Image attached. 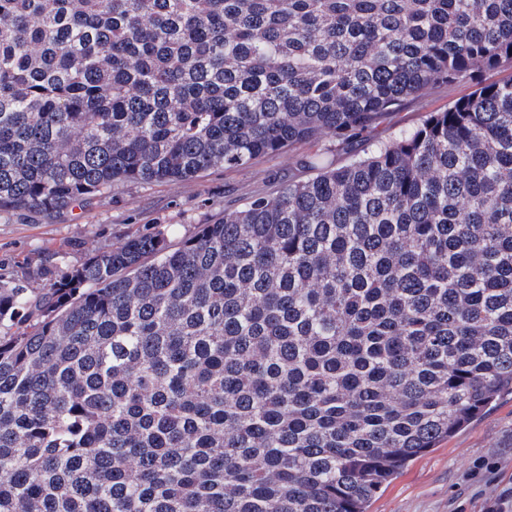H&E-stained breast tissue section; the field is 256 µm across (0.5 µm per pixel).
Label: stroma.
I'll use <instances>...</instances> for the list:
<instances>
[{
	"instance_id": "1",
	"label": "stroma",
	"mask_w": 512,
	"mask_h": 512,
	"mask_svg": "<svg viewBox=\"0 0 512 512\" xmlns=\"http://www.w3.org/2000/svg\"><path fill=\"white\" fill-rule=\"evenodd\" d=\"M469 82L434 87L407 101L378 128L384 139L416 125L424 113L445 109L471 92ZM297 152L259 157L244 168H214L185 182L143 186L125 184L112 193L74 205L48 221L29 213H0V267L39 261L47 252H62L60 270L79 263L98 248L118 245L126 237L161 226L171 243L188 236L195 225L211 224L239 208L246 198L274 193L282 184L302 180L306 172ZM512 488V397L501 399L438 448L415 459L384 489L371 512H483Z\"/></svg>"
}]
</instances>
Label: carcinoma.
<instances>
[{"label":"carcinoma","mask_w":512,"mask_h":512,"mask_svg":"<svg viewBox=\"0 0 512 512\" xmlns=\"http://www.w3.org/2000/svg\"><path fill=\"white\" fill-rule=\"evenodd\" d=\"M509 65L512 0H0V210L349 154L0 275V512H370L512 396ZM470 82H461L452 89L433 87L419 98L411 99L398 111L393 112L378 128L368 133L370 138L385 139L400 129L416 125L426 112L444 110L453 99L472 91Z\"/></svg>","instance_id":"carcinoma-1"}]
</instances>
